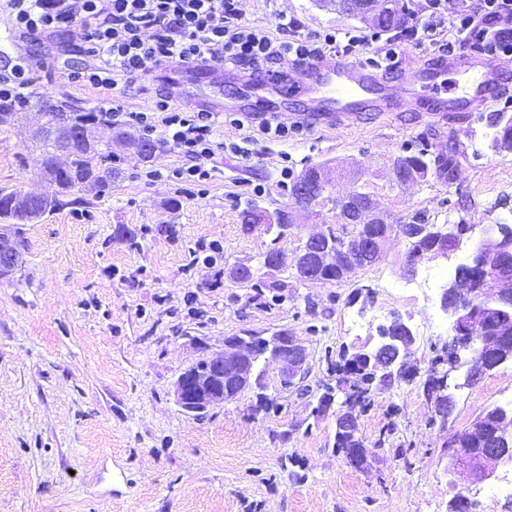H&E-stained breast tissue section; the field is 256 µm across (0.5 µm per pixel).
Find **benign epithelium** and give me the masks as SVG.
<instances>
[{"label": "benign epithelium", "mask_w": 512, "mask_h": 512, "mask_svg": "<svg viewBox=\"0 0 512 512\" xmlns=\"http://www.w3.org/2000/svg\"><path fill=\"white\" fill-rule=\"evenodd\" d=\"M391 16L401 27L405 23L404 10L398 0H370L356 12V19L368 27L379 30L380 20ZM82 140L87 154H95L103 145L121 144L133 150V154H144V145L135 139L108 140L99 127L87 122L82 127ZM319 199L310 197L307 184L298 183L293 206L270 212L261 210L258 223L299 224L300 218L314 215L313 207ZM353 223L383 224L387 227L383 238L377 240L379 247L394 236H404L405 224H388L373 196L368 194L355 211ZM438 238L449 241V246L440 247L432 253L434 258H448L468 246L463 234L436 232ZM364 240L359 238L354 245L341 251L327 247L321 251L328 264L345 265L353 261L352 253L363 250ZM512 253V226L499 224L468 254L469 263L496 273L494 279L486 281L469 275L448 280L442 288L440 304L452 323L454 336L448 346V370L439 375L432 374L436 393L441 404L435 406L436 413L449 418L453 411V393L449 392L448 378L451 374L465 370L463 382L455 384L459 389L473 384L478 373L491 371L507 362L512 363V334L505 324L512 321V268L505 264V257ZM21 256L13 244L10 232L0 227V279L7 277L19 266ZM287 266V256L281 253L264 260L261 268L260 288L279 290L285 281L281 273ZM413 332L398 314L392 316L388 327L379 333L374 348L354 354L350 361L360 357L365 369L374 371L377 384L395 382L415 374V369L405 355L414 343ZM269 354L271 360H285L288 368L280 379L281 387L297 388L304 382L307 352L299 340L283 329L269 336H255L243 332L224 337V347L216 354L206 356L185 368L174 384V395L178 406L186 414L197 419L226 401L233 400L245 391H263L265 379L256 371L258 353ZM496 422L491 448H468L455 444L448 449V457L455 465L470 469L476 479L487 480L505 465H512V411L501 407L492 410ZM368 454L365 445L343 449L345 461L352 467L364 464Z\"/></svg>", "instance_id": "1"}]
</instances>
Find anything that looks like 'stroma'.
I'll return each mask as SVG.
<instances>
[{"label":"stroma","mask_w":512,"mask_h":512,"mask_svg":"<svg viewBox=\"0 0 512 512\" xmlns=\"http://www.w3.org/2000/svg\"><path fill=\"white\" fill-rule=\"evenodd\" d=\"M238 9L243 23L273 38L362 37L353 55L360 62L399 48L389 70L396 84L412 83L432 58L453 56L438 48L452 37L448 20L432 44L409 32L372 42L357 19L316 9L311 0H239ZM288 20L292 29H282ZM19 48L44 61L30 74L35 104L116 101L138 111L164 93L192 108L219 88L232 98L244 81L224 66L214 88L194 95L182 83L185 69L168 66L104 92L68 81L80 61L65 57L62 40ZM232 118L220 114L214 125L205 194L172 180L185 158L158 137L152 162L126 158L111 199L94 201L89 219L66 208L25 225L23 267L0 279V512H448L457 489L469 490L475 512H512V498L490 497L496 480L474 482L452 467L446 447L487 410L512 402V364L457 389L448 421L436 417L423 385L453 332L438 290L414 287L403 240H390L381 260L351 281H290L285 300L271 309L248 302L249 288L231 274L273 246L263 228L243 231L239 213L250 199L270 211L291 206L283 167L297 174L322 164L332 177L318 222L295 228L284 244L291 250L335 224L332 198L356 187L393 224L421 212L437 224L512 225V151L491 147L485 123L431 112H390L332 128L307 123L285 140ZM33 131L27 117L0 124V188L52 193L31 149ZM422 133L436 152L459 150L452 180L393 186L394 158ZM121 224L136 229V245L113 240ZM215 241L222 253L203 264ZM394 312L413 331L408 359L418 373L358 414V434L370 449L362 467L333 448L335 412L315 415L312 400L279 388L283 362L266 365L268 392L282 405L278 416L258 411L249 391L203 420L175 402L178 374L244 330H288L308 354V384L335 385L342 352L373 347L378 326ZM391 420L394 433L376 446Z\"/></svg>","instance_id":"1"}]
</instances>
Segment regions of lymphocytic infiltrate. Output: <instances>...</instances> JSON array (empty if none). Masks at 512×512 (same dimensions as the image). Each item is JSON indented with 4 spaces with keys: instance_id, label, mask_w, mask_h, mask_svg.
Segmentation results:
<instances>
[{
    "instance_id": "1",
    "label": "lymphocytic infiltrate",
    "mask_w": 512,
    "mask_h": 512,
    "mask_svg": "<svg viewBox=\"0 0 512 512\" xmlns=\"http://www.w3.org/2000/svg\"><path fill=\"white\" fill-rule=\"evenodd\" d=\"M430 9L420 24L423 34L433 37L449 15L459 44L479 30L483 18L512 16V0H430ZM0 21L13 34L31 40L56 38L76 27L74 48L84 64L68 77L97 89L164 65L196 68L221 60L237 67L284 53L303 61L338 44L332 33L318 42H274L240 23L237 0H0ZM39 63L32 53L10 57L0 69V101L25 108L28 74ZM110 114L113 123L136 126L147 136L161 133L181 150L186 162L173 172L174 180L198 186L210 181L204 161L211 153L213 113L202 109L187 115L160 96L145 110L129 112L119 105Z\"/></svg>"
}]
</instances>
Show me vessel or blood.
Masks as SVG:
<instances>
[{
  "label": "vessel or blood",
  "instance_id": "obj_1",
  "mask_svg": "<svg viewBox=\"0 0 512 512\" xmlns=\"http://www.w3.org/2000/svg\"><path fill=\"white\" fill-rule=\"evenodd\" d=\"M474 46H466L453 59H438L422 69V79L443 76L461 67H477L475 76L467 78L461 90L451 96L416 97L413 89L403 87L400 98L415 101L418 112H443L449 119L470 120L481 114L487 104L495 100L503 82V62L476 59ZM297 93L305 99L300 117L306 121L332 123L341 117L357 116L366 112H389L393 105L383 76L368 70L360 63L342 56L315 59L298 67ZM287 76L250 78L236 103L234 111L245 115H274L272 96H286Z\"/></svg>",
  "mask_w": 512,
  "mask_h": 512
}]
</instances>
